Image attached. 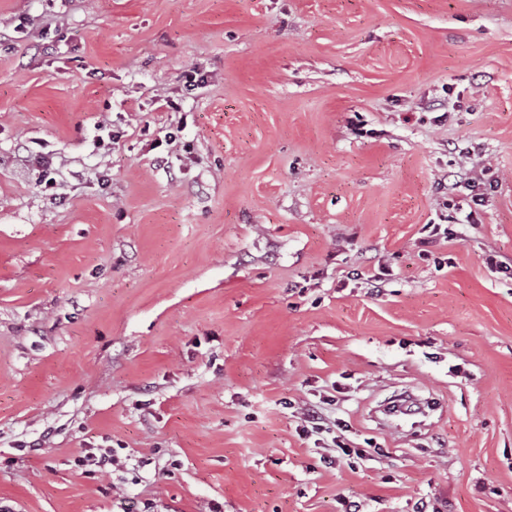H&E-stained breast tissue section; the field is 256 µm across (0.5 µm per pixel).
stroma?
Instances as JSON below:
<instances>
[{"label": "stroma", "instance_id": "35a3bbf8", "mask_svg": "<svg viewBox=\"0 0 512 512\" xmlns=\"http://www.w3.org/2000/svg\"><path fill=\"white\" fill-rule=\"evenodd\" d=\"M489 253L512 0H0V512H512Z\"/></svg>", "mask_w": 512, "mask_h": 512}]
</instances>
